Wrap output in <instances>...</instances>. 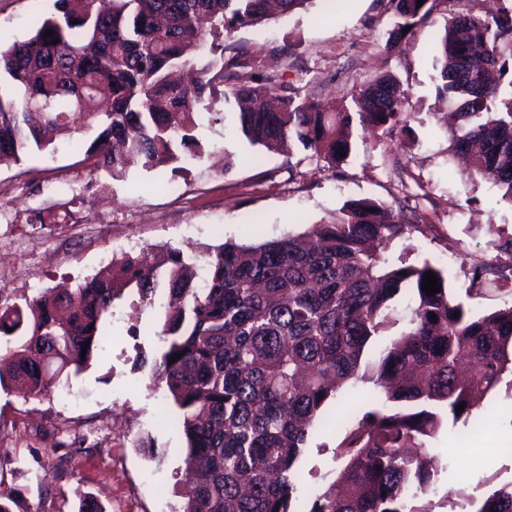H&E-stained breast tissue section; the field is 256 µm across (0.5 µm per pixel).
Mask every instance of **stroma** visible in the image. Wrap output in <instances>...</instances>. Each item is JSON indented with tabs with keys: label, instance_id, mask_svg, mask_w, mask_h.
I'll return each instance as SVG.
<instances>
[{
	"label": "stroma",
	"instance_id": "stroma-1",
	"mask_svg": "<svg viewBox=\"0 0 512 512\" xmlns=\"http://www.w3.org/2000/svg\"><path fill=\"white\" fill-rule=\"evenodd\" d=\"M494 6V0H440L401 52L385 48L393 27L386 0H335L330 12L315 0L264 29L241 28L226 38V48L248 49L257 73L317 100L345 105L354 87L384 75L403 81L414 107L410 134L378 146L369 133L357 132L353 154L333 171L309 151L286 157L251 145L229 119L202 128L200 158L134 170L120 180L90 174L82 150L65 138L57 139L55 152L0 165V194L12 203L11 217H0V243L38 213L96 208L112 219L94 239L57 236L53 224L42 226L46 265L34 268L15 256L12 274L0 278V296L76 284L97 273L100 256L127 235L144 247H177L193 257L225 241L302 233L334 221L353 200L395 205L405 184L415 195L418 223L434 228L393 243L388 259L430 260L446 270L455 294L466 297L467 271L494 259L499 237L512 235V203L451 156L448 126L435 118L448 105L437 94L433 48L453 13L480 15ZM52 8L53 0H0V44L24 38ZM255 155L262 164L252 163ZM161 318V309L119 301L109 322L112 344L72 380V403L0 388V501L12 512H78L86 495L99 498L106 512H180L184 440L165 423L173 407L164 391L154 388L149 367L136 363L139 355L157 354ZM369 390L348 385L327 407L329 425L317 427L299 462L305 494L335 478V448ZM472 422L483 427L473 440H464V426L449 424L431 440L440 460L428 494L434 512H470L489 488L512 481V384L489 394ZM142 437L154 442L155 456L138 448Z\"/></svg>",
	"mask_w": 512,
	"mask_h": 512
}]
</instances>
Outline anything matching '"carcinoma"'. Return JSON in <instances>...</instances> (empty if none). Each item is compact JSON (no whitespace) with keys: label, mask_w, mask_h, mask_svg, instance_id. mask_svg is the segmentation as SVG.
I'll list each match as a JSON object with an SVG mask.
<instances>
[{"label":"carcinoma","mask_w":512,"mask_h":512,"mask_svg":"<svg viewBox=\"0 0 512 512\" xmlns=\"http://www.w3.org/2000/svg\"><path fill=\"white\" fill-rule=\"evenodd\" d=\"M269 4L111 0L103 11L55 0L26 37L0 46V164L47 150L49 132L90 130V172L120 179L133 167L157 170L201 156L204 117L220 120L218 105L231 102L251 145L310 150L329 170L351 155L357 126L376 138L410 133L408 90L391 75L341 107L283 83L270 109L274 77L250 71L244 49L224 55L236 30L267 24ZM387 6L385 49L403 50L437 0ZM434 61L438 93L461 108L449 133L453 158L512 202V5L451 16ZM415 232L424 229L364 198L303 234L207 251L202 288L198 264L170 248L157 264L124 259L119 281L0 298V339L12 346L0 387L39 396L70 386L107 349L103 320L116 302L128 293L155 305L163 267L169 303L150 364L176 406L170 425L187 441L180 512H433L421 504L436 477L429 439L448 421L469 422L512 374V304L477 316L449 291L443 269L383 256ZM496 248L511 264L475 266L467 297L488 274L512 296L502 273H512V236ZM431 272L441 288L432 296L421 287ZM402 296L404 329L370 355ZM359 381L372 385L369 403L336 448V478L309 503L297 463L340 386ZM475 512H512V482Z\"/></svg>","instance_id":"1"}]
</instances>
